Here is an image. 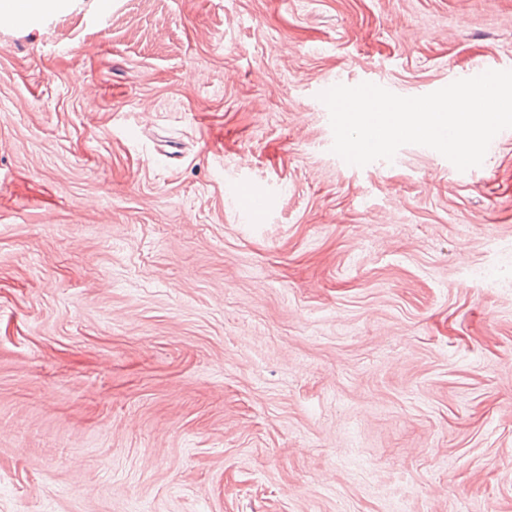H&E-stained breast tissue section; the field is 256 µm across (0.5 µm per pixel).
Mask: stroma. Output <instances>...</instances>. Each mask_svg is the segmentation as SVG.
<instances>
[{
  "mask_svg": "<svg viewBox=\"0 0 512 512\" xmlns=\"http://www.w3.org/2000/svg\"><path fill=\"white\" fill-rule=\"evenodd\" d=\"M486 64L512 0L0 29V512H512V136L353 166L318 97Z\"/></svg>",
  "mask_w": 512,
  "mask_h": 512,
  "instance_id": "obj_1",
  "label": "stroma"
}]
</instances>
